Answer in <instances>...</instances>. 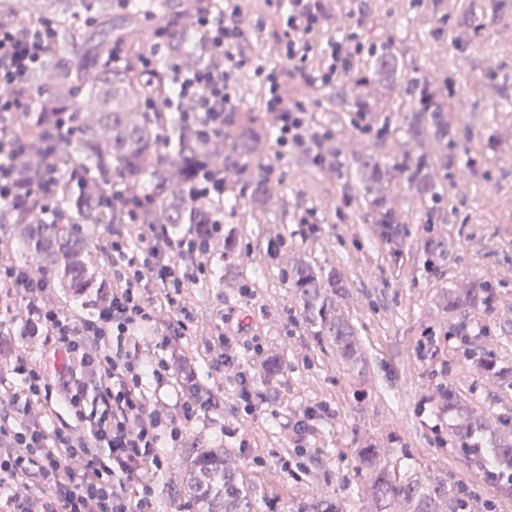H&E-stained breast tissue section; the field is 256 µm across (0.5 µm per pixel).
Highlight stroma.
<instances>
[{
	"instance_id": "35a3bbf8",
	"label": "stroma",
	"mask_w": 512,
	"mask_h": 512,
	"mask_svg": "<svg viewBox=\"0 0 512 512\" xmlns=\"http://www.w3.org/2000/svg\"><path fill=\"white\" fill-rule=\"evenodd\" d=\"M324 19L314 36L317 53L307 75L289 72L281 55L282 0H241L251 32L242 47L255 64L282 70L289 104L302 105L313 131L330 133L331 162L316 164L304 152L281 153L275 141L224 173V224L236 227L238 261L252 289L246 297L216 276L224 265V240L211 244V269L192 300L193 323L184 340L201 350L216 328L226 335L258 337L264 352L282 355L283 372L271 386L254 385L256 411L245 417L232 397L224 408L199 415L190 440L198 448H231L242 466L267 490L269 512H290L303 490L281 469L283 447H295L294 426L315 410L303 462L317 474L320 491L356 486L355 455L362 436L372 437L403 469L443 468L441 439L449 419L432 405L440 385L457 382L463 396L483 409L512 407V392L496 393L469 376L464 350L490 352L512 364V0H323ZM183 13L135 20L144 48H157L159 67L174 54L173 35ZM166 36H159V29ZM357 37L364 50L353 56L359 71L366 48L388 47L418 69L448 108V122L467 151L453 180L442 181L440 201H417L404 181L391 186L400 235L385 242L352 160L373 153L391 157L402 149L397 129L404 108L381 98V109L364 117L346 111L340 81L316 82L332 40ZM273 176L280 192L262 211L241 198L239 172ZM281 235L316 265L344 277L340 306L358 329L369 362L359 383L309 336L279 269L267 260L268 239ZM435 235L447 245L437 270L424 264L423 244ZM470 281L492 282L490 307L448 316L433 300L440 289ZM485 336H469L475 322Z\"/></svg>"
}]
</instances>
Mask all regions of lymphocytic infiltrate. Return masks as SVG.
<instances>
[{"mask_svg": "<svg viewBox=\"0 0 512 512\" xmlns=\"http://www.w3.org/2000/svg\"><path fill=\"white\" fill-rule=\"evenodd\" d=\"M222 9L199 7L192 20L209 54L204 62H172L167 105L183 123L205 138H220L235 112L237 71L252 66L242 54L247 29L239 0H222ZM282 53L292 72L305 73L313 36L323 16L321 0H287ZM53 51L51 26L0 24V223L9 224L22 203L24 181H31L47 217L56 214L62 168L45 155L30 177L17 161L29 149L8 126L15 113L30 111L21 86L28 74L45 68ZM254 73L264 88L276 128V143L287 152L313 151L316 163L328 157L308 127L301 105L281 95L282 73L262 66ZM115 228L102 252L109 286L94 316L49 307L43 302L54 281L50 274L21 267L0 257V300L25 304L31 343L62 352L61 368L49 370L27 347L13 349L0 385L10 384L8 405H0V512H151L154 478L170 459L163 447H182L199 413L219 409L225 380L236 398L253 412L248 374L241 370L234 337L217 334L208 348L210 385L189 383L176 403L163 398L178 385L174 353L189 332L191 290L209 273L210 238L224 234V215L211 216L207 237L174 238L164 224L143 219L146 203L120 179L100 196ZM154 330L152 350L141 354V331ZM39 404L43 415L26 419L21 405ZM72 422H52L58 410ZM79 468H70L71 460Z\"/></svg>", "mask_w": 512, "mask_h": 512, "instance_id": "lymphocytic-infiltrate-1", "label": "lymphocytic infiltrate"}]
</instances>
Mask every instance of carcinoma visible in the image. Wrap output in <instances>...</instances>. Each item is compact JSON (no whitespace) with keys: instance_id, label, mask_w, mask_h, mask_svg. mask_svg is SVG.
Here are the masks:
<instances>
[{"instance_id":"cac0c4a2","label":"carcinoma","mask_w":512,"mask_h":512,"mask_svg":"<svg viewBox=\"0 0 512 512\" xmlns=\"http://www.w3.org/2000/svg\"><path fill=\"white\" fill-rule=\"evenodd\" d=\"M18 4L21 17L29 24L52 26L54 50L47 66L54 69V81L43 86L42 71L27 77L25 91L39 90L53 103V109L28 113L20 121L22 133L33 138L21 166L35 169L42 153L57 151L61 163L69 166L70 178L60 187L57 206L67 219L101 224L98 197L110 174L120 175L125 186L151 196L155 207L145 214L148 224H168L174 229L188 224L200 233L218 209L210 201L192 200L181 188L194 180L198 167L209 162L228 166L224 142L205 140L186 130L166 109L164 72L152 81L138 71L137 47L117 65L94 70L72 63L65 51L77 47L79 21L87 16L112 13V0H0V14ZM133 17L162 18L176 10L173 0H127L124 7ZM405 63L387 49H369L365 69L350 79L351 89L376 85L397 94L408 104L398 127L403 149L382 159L373 154L355 161L365 187L369 207L380 214L381 223L394 224V209L386 188L397 179L406 182L411 194L423 203L439 200L435 170L450 178L462 161L457 141L448 124L444 103L438 100L430 82L404 77ZM65 120L71 134L56 141L37 136L52 132ZM236 147L248 155L261 150L270 131L245 113L233 120ZM85 178L95 189L80 192L76 180ZM280 191L274 180L257 179L247 185L244 203L254 212ZM13 230L22 252L40 257L56 270L63 284L75 295L105 287L98 273L88 269L83 247L72 237L69 225L51 224L42 214L17 211ZM268 257L281 264L280 272L298 305L304 323L321 344L328 345L337 360L352 375L364 380L368 363L357 328L342 311L339 301L348 293L342 275L313 264L304 256H284L281 239L271 241ZM239 251L234 229L224 230L223 280L233 288L243 287L239 264L232 256ZM489 284L443 288L435 296L436 308L450 315L492 302ZM469 366L487 385L512 390V366L502 365L491 355H468ZM252 377L263 386L278 380L282 359L277 353L261 356L249 365ZM437 404L448 412V454L460 455L475 465L490 485L504 497H512V415L486 413L461 400L455 384L438 395ZM185 479L176 493V512H261L265 493L239 464L228 448H193L178 455ZM359 476L354 492L346 495L309 493L301 496L290 512H469L465 489L448 482V473L417 469L401 472L389 462L385 451L370 438L356 452Z\"/></svg>"}]
</instances>
